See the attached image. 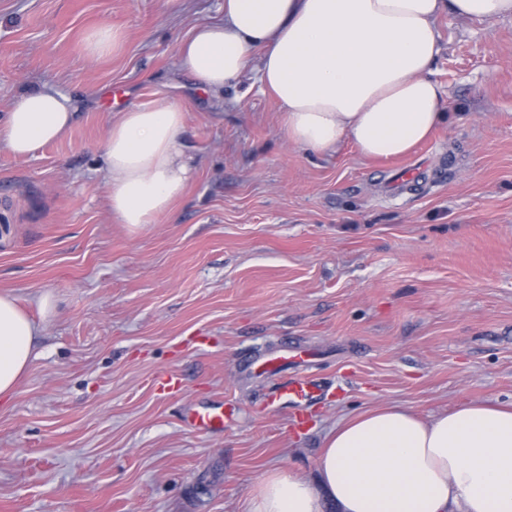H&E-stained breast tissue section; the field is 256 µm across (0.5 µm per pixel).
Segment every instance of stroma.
<instances>
[{
    "label": "stroma",
    "mask_w": 512,
    "mask_h": 512,
    "mask_svg": "<svg viewBox=\"0 0 512 512\" xmlns=\"http://www.w3.org/2000/svg\"><path fill=\"white\" fill-rule=\"evenodd\" d=\"M222 4L0 0V113L44 85L80 99L34 155L0 144V292L44 326L0 400V512H244L274 469L316 481L326 435L366 410L512 403V17L438 18L447 117L371 159L290 144L255 74L197 87L177 46ZM103 23L124 41L89 59ZM161 100L186 113L196 169L134 230L98 145L120 108ZM405 169L418 184L393 188ZM287 347L328 397L272 400ZM167 373L179 391L154 388ZM219 404L223 430L186 425Z\"/></svg>",
    "instance_id": "35a3bbf8"
}]
</instances>
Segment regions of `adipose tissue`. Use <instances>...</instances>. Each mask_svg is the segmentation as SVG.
Listing matches in <instances>:
<instances>
[{"label": "adipose tissue", "instance_id": "adipose-tissue-1", "mask_svg": "<svg viewBox=\"0 0 512 512\" xmlns=\"http://www.w3.org/2000/svg\"><path fill=\"white\" fill-rule=\"evenodd\" d=\"M512 17V0H224L217 20L177 49L200 88L217 93L257 66L278 99L291 143L316 153L349 141L367 157H399L445 117L431 77L440 15ZM50 87L19 94L0 118V140L18 157L61 138L78 111ZM172 103L132 105L100 145L107 202L139 228L168 214L196 164ZM39 324L0 293V399L30 365ZM318 482L288 469L268 474L247 512H512V407L470 403L422 420L384 406L339 424L324 440Z\"/></svg>", "mask_w": 512, "mask_h": 512}]
</instances>
